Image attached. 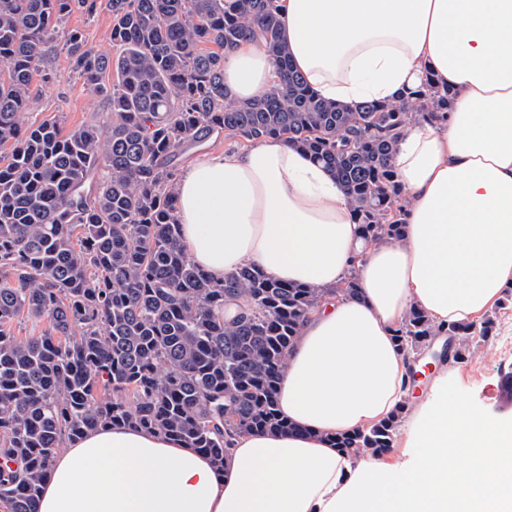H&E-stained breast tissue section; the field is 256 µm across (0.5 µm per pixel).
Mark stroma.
Wrapping results in <instances>:
<instances>
[{"mask_svg":"<svg viewBox=\"0 0 512 512\" xmlns=\"http://www.w3.org/2000/svg\"><path fill=\"white\" fill-rule=\"evenodd\" d=\"M107 0H96L93 10L79 9L61 24L40 63L37 90L24 114L26 123L57 119L70 131L103 124L109 113L104 100L93 93L73 68L66 51L70 32H79L88 48L114 54ZM456 385L472 410L492 421H512V395L506 375L512 371V305L498 313L493 338L479 346L465 363L455 365Z\"/></svg>","mask_w":512,"mask_h":512,"instance_id":"obj_1","label":"stroma"}]
</instances>
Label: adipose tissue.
Segmentation results:
<instances>
[{
    "label": "adipose tissue",
    "mask_w": 512,
    "mask_h": 512,
    "mask_svg": "<svg viewBox=\"0 0 512 512\" xmlns=\"http://www.w3.org/2000/svg\"><path fill=\"white\" fill-rule=\"evenodd\" d=\"M279 4L290 61L322 99L390 100L428 74L453 90L445 119L399 139L404 241L364 246L333 174L285 139L194 158L175 196L195 265L319 288L353 268L358 294L325 297L304 322L277 395L290 430L237 436L220 469L156 433L93 431L57 450L38 512H512V422L471 410L447 363L403 416L405 459L333 444L405 400L414 356L395 332L409 309L471 322L512 285V0ZM275 79L258 43L224 55L235 99Z\"/></svg>",
    "instance_id": "1"
}]
</instances>
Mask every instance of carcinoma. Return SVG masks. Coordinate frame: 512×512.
Instances as JSON below:
<instances>
[{
  "label": "carcinoma",
  "instance_id": "cac0c4a2",
  "mask_svg": "<svg viewBox=\"0 0 512 512\" xmlns=\"http://www.w3.org/2000/svg\"><path fill=\"white\" fill-rule=\"evenodd\" d=\"M95 0H0V508L37 512L55 451L87 431L132 426L182 441L224 467L232 439L287 431L277 390L303 322L334 288L279 282L254 266L216 279L180 242L169 162L213 132L283 137L334 174L368 243L398 242L405 205L393 166L415 120L444 118L452 94L426 79L354 108L318 98L280 39L276 0H108L111 56L80 33L68 55L111 119L65 132L23 114L56 28ZM258 41L277 80L259 97L224 89V51ZM112 75V84L104 82ZM22 315L52 331L20 339ZM496 313L433 324L419 309L396 330L417 352L436 336L462 363ZM336 438L377 457L400 416Z\"/></svg>",
  "mask_w": 512,
  "mask_h": 512
}]
</instances>
